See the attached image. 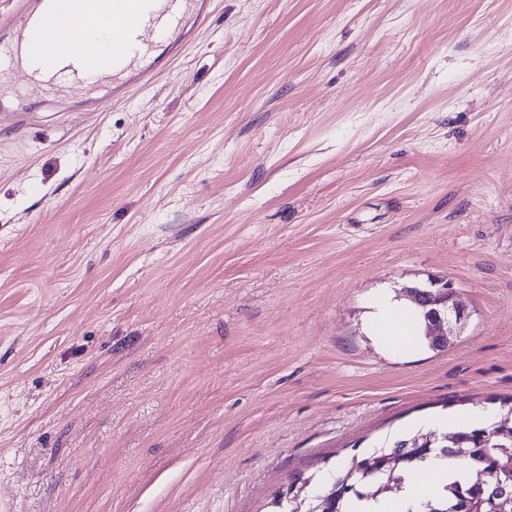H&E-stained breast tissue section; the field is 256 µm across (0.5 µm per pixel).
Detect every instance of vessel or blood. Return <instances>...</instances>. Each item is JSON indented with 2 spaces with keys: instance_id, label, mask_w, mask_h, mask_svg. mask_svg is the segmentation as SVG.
<instances>
[{
  "instance_id": "vessel-or-blood-1",
  "label": "vessel or blood",
  "mask_w": 512,
  "mask_h": 512,
  "mask_svg": "<svg viewBox=\"0 0 512 512\" xmlns=\"http://www.w3.org/2000/svg\"><path fill=\"white\" fill-rule=\"evenodd\" d=\"M23 22L0 24V62L34 65L44 87L72 94L84 90L87 74L110 82L113 101L170 70L199 32L208 27L212 0H18ZM108 27L104 47H70L88 29Z\"/></svg>"
}]
</instances>
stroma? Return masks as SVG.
<instances>
[{"mask_svg": "<svg viewBox=\"0 0 512 512\" xmlns=\"http://www.w3.org/2000/svg\"><path fill=\"white\" fill-rule=\"evenodd\" d=\"M15 83L0 512H270L424 419H504L512 0H215L129 101ZM434 279L460 335L380 345L373 298Z\"/></svg>", "mask_w": 512, "mask_h": 512, "instance_id": "obj_1", "label": "stroma"}]
</instances>
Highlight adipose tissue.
<instances>
[{
    "instance_id": "1",
    "label": "adipose tissue",
    "mask_w": 512,
    "mask_h": 512,
    "mask_svg": "<svg viewBox=\"0 0 512 512\" xmlns=\"http://www.w3.org/2000/svg\"><path fill=\"white\" fill-rule=\"evenodd\" d=\"M400 303L391 292L378 294L372 304L371 327L386 342L410 345L416 336L415 321L401 320ZM465 466L441 459H429L410 476L394 498L373 503V512H412L418 501L435 495L451 477L467 475Z\"/></svg>"
}]
</instances>
